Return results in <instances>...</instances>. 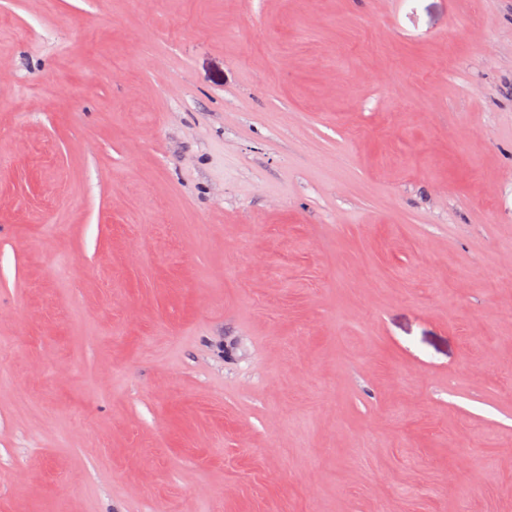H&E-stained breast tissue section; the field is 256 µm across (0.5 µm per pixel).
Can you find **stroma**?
Wrapping results in <instances>:
<instances>
[{"mask_svg": "<svg viewBox=\"0 0 512 512\" xmlns=\"http://www.w3.org/2000/svg\"><path fill=\"white\" fill-rule=\"evenodd\" d=\"M512 512V0H0V512Z\"/></svg>", "mask_w": 512, "mask_h": 512, "instance_id": "35a3bbf8", "label": "stroma"}]
</instances>
